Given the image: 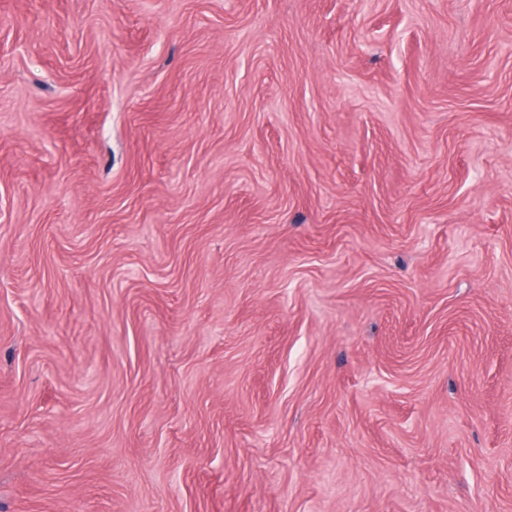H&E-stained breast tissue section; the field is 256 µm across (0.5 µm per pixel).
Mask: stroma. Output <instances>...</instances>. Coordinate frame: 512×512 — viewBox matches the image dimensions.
Returning a JSON list of instances; mask_svg holds the SVG:
<instances>
[{
	"instance_id": "obj_1",
	"label": "stroma",
	"mask_w": 512,
	"mask_h": 512,
	"mask_svg": "<svg viewBox=\"0 0 512 512\" xmlns=\"http://www.w3.org/2000/svg\"><path fill=\"white\" fill-rule=\"evenodd\" d=\"M0 512H512V0H0Z\"/></svg>"
}]
</instances>
